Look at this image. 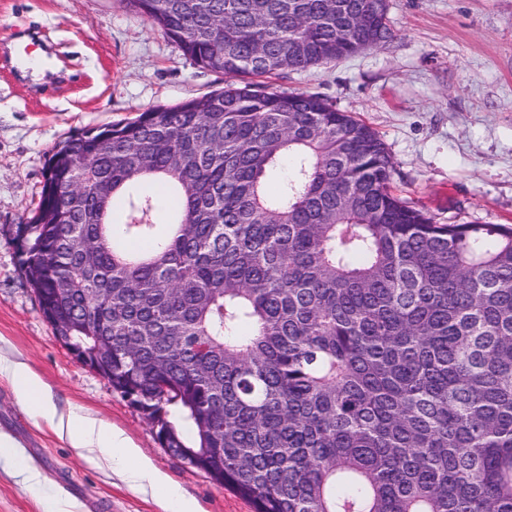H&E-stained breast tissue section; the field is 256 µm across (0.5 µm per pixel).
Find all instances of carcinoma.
<instances>
[{
    "label": "carcinoma",
    "instance_id": "carcinoma-1",
    "mask_svg": "<svg viewBox=\"0 0 512 512\" xmlns=\"http://www.w3.org/2000/svg\"><path fill=\"white\" fill-rule=\"evenodd\" d=\"M126 3L230 83L49 156L46 320L255 512H512V227L433 223L369 125L256 82L387 42L385 0Z\"/></svg>",
    "mask_w": 512,
    "mask_h": 512
}]
</instances>
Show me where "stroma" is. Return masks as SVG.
I'll list each match as a JSON object with an SVG mask.
<instances>
[{"label": "stroma", "instance_id": "obj_1", "mask_svg": "<svg viewBox=\"0 0 512 512\" xmlns=\"http://www.w3.org/2000/svg\"><path fill=\"white\" fill-rule=\"evenodd\" d=\"M388 20L387 43L270 85L320 94L372 126L392 160L394 191L435 223L512 225V0H388ZM23 32L51 61L41 79L13 67ZM224 86L223 74L200 68L123 0H0V356L25 361L62 409L124 430L201 512H253L162 448L141 412L56 340L15 238L34 214L54 147ZM0 431L20 446L18 463H0V512H44L55 495L80 512L103 503L109 512H161L155 498L87 466L2 378ZM26 463L44 484L29 486Z\"/></svg>", "mask_w": 512, "mask_h": 512}]
</instances>
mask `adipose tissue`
I'll use <instances>...</instances> for the list:
<instances>
[{
	"label": "adipose tissue",
	"mask_w": 512,
	"mask_h": 512,
	"mask_svg": "<svg viewBox=\"0 0 512 512\" xmlns=\"http://www.w3.org/2000/svg\"><path fill=\"white\" fill-rule=\"evenodd\" d=\"M1 374L11 380L34 416L47 422L88 464L109 467L132 487L160 494L163 512H198L195 501L184 496L165 474L154 469L123 431L74 410L61 412L40 379L23 363L0 359Z\"/></svg>",
	"instance_id": "1"
}]
</instances>
